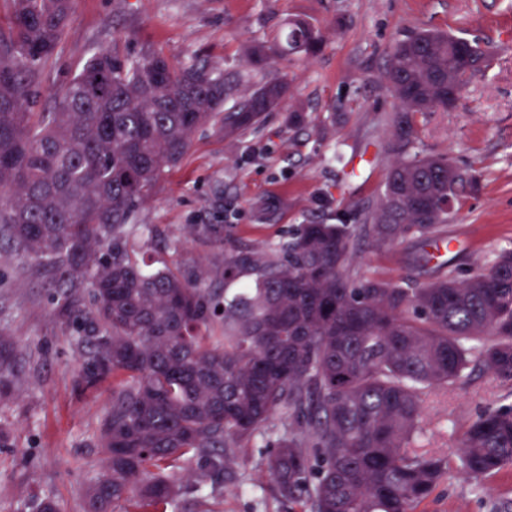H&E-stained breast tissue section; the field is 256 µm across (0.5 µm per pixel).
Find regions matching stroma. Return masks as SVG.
I'll return each mask as SVG.
<instances>
[{"label": "stroma", "instance_id": "obj_1", "mask_svg": "<svg viewBox=\"0 0 512 512\" xmlns=\"http://www.w3.org/2000/svg\"><path fill=\"white\" fill-rule=\"evenodd\" d=\"M308 23L322 39L313 55H272L252 66L246 49L272 46L289 21ZM433 30L480 41L489 51L481 76L450 110L414 113L416 147L448 155L473 170L479 183L464 189L446 226L455 246L451 267L512 249V0H75L60 48L45 60L41 108L51 93L96 50L119 44L130 53L151 45L171 62H205L248 96L273 77L290 86L289 106L266 113L260 127L236 140L213 121L191 137L181 163L166 171L137 214L145 230L136 243L147 258L174 266L204 263L220 284L224 244L205 232L230 226L243 243L287 238L300 224L336 213L362 223L382 191L391 160V117L397 110L384 79L394 44ZM265 203L271 216L260 215ZM415 250H380L360 243L355 272L394 283L416 278ZM50 273L0 240V385L13 394L0 402V512H34L38 499H55L62 512H84L87 487L104 469L96 447L112 385L79 393V353L73 329L57 314ZM512 405V380L473 371L424 398L417 448L444 454L451 468L418 512H512V467L492 477L464 474L456 451L469 424L488 408ZM279 413L243 441L223 481L175 498L167 512H288L264 473L270 443L287 428Z\"/></svg>", "mask_w": 512, "mask_h": 512}]
</instances>
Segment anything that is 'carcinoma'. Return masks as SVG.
<instances>
[{
    "label": "carcinoma",
    "mask_w": 512,
    "mask_h": 512,
    "mask_svg": "<svg viewBox=\"0 0 512 512\" xmlns=\"http://www.w3.org/2000/svg\"><path fill=\"white\" fill-rule=\"evenodd\" d=\"M0 29V228L52 273L58 315L72 324L84 393L112 381L96 439L104 470L85 512H166L176 471L224 477L234 449L290 412L266 470L291 512H417L448 473V457L412 444L426 392L479 368L512 380V250L466 275L413 288L352 270L358 240L427 247L446 236L445 208L475 182L448 157L416 150L412 112L444 103L486 65L478 43L419 32L398 41L385 80L401 107L369 224H302L263 248L225 241L224 284L195 266H151L133 245L135 215L194 131L223 115L231 138L282 107L273 78L224 109L235 85L193 62L143 49L94 52L37 112L40 65L67 33L73 0H11ZM317 34L288 23L281 51L313 53ZM90 284L88 296L80 294ZM470 475L512 464V406L481 413L460 444Z\"/></svg>",
    "instance_id": "obj_1"
}]
</instances>
